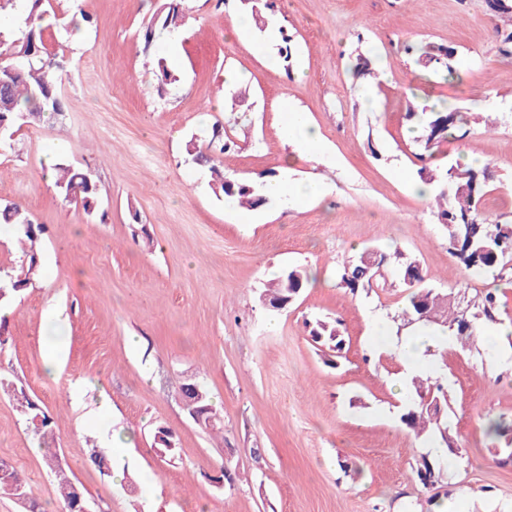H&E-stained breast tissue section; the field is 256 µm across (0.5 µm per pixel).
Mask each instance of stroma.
I'll list each match as a JSON object with an SVG mask.
<instances>
[{"label":"stroma","instance_id":"obj_1","mask_svg":"<svg viewBox=\"0 0 512 512\" xmlns=\"http://www.w3.org/2000/svg\"><path fill=\"white\" fill-rule=\"evenodd\" d=\"M166 0H51L56 19L91 18L71 37L49 38L63 62L62 114L23 125L0 153V201L41 224L40 277L9 301L0 376L51 421L71 479L97 512H512V461L482 427L512 419V341L444 351L448 420L461 456L432 490L415 474L426 447L399 421L401 370L370 320L390 322L407 288L385 271L369 293L341 288L336 270L365 247L400 249L427 283L473 303L499 289L512 316V268L468 275L448 252L432 201L408 185L423 165L406 118L412 98L451 102L469 134L441 148L443 164L472 153L493 175L490 220H512V49L490 34L483 0H274L273 24L293 37L291 69L275 41L252 29L227 35L250 0H184L177 82L160 86L146 39ZM456 48L463 83L421 69L405 44ZM376 59L382 107H366L352 65ZM236 73L247 80L233 82ZM305 112L324 150L299 153L281 130V104ZM497 117L486 129L487 117ZM232 140L221 161L244 180L287 174L324 184L302 206L274 201L239 221L186 161L213 124ZM90 170L98 206L86 213L45 177V158ZM308 286L274 312L260 300L288 267ZM66 338L55 377L43 362L49 312ZM339 321L341 356L313 342L314 318ZM202 381L223 435L189 415L187 380ZM172 432L174 459L154 450ZM107 452L124 480L100 473ZM44 452L12 397L0 392V460L13 466L43 512H61Z\"/></svg>","mask_w":512,"mask_h":512}]
</instances>
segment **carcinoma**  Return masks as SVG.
<instances>
[{
  "mask_svg": "<svg viewBox=\"0 0 512 512\" xmlns=\"http://www.w3.org/2000/svg\"><path fill=\"white\" fill-rule=\"evenodd\" d=\"M26 17L23 25L17 28L0 27V150L11 147L12 135L19 122L36 123L52 118L62 111V102L57 94V86L62 80V66L56 62L45 43L46 27L42 24L51 7L50 0H22ZM500 21L496 29L504 44L512 43V0H497L493 13ZM160 29L173 36L181 33L183 14L179 7H169L164 16L156 19ZM279 58L285 70L291 69L292 36L284 27L278 28ZM406 51L417 55L418 64L446 81H461V71L455 57L457 51L443 44L428 43L423 48L406 47ZM407 120L415 122L420 129L416 142L422 155L433 159L440 146L457 139L456 132L468 124L463 112L445 105V103L422 106H410ZM214 154H205L190 147L187 154L190 161L209 168L212 176V189L218 197L234 198L239 205L254 210L270 203L263 193L264 182H249L224 173L217 165L219 155L230 149L224 137H213L209 141ZM488 167H473L460 161L448 165L423 167L418 176L421 182L435 187V199L439 202L438 216L448 231L449 252L464 269L476 274H486L503 269L504 261L512 259V224L492 222L483 211V201L490 192V185L483 182ZM55 185L64 194L79 188L75 203L92 213L98 202V186L89 171L69 166L55 168ZM0 224H7L21 235V239L35 244L43 228L34 223L30 215L16 203H0ZM369 251L365 250L344 262L337 270L338 284L355 294L369 291L376 284L377 268L369 267L365 261ZM26 260L18 269L0 268V282L10 284V288L0 295L3 300L26 289L39 273L36 254L32 250L24 251ZM383 265L393 268L400 280L406 278H425L422 269L415 261L396 250L392 254L382 253ZM309 282V273L301 266L286 270L263 292L264 300L274 311L287 306ZM450 298L432 288L421 287L408 293V304L398 314L392 316L396 329L403 327H429L434 324L429 318H421L423 313L444 315L441 326L447 328L453 336H463L472 341L480 335L484 327L499 321L500 296L495 289L488 290L478 302L473 304L474 311L454 309L445 313ZM312 340L323 343L329 350L339 354L343 349V338L336 325L317 319L310 329ZM204 398H196L191 408L199 409L205 427L223 431V421L217 417L211 407L209 392L201 388ZM429 394L432 400L439 402L434 409L419 406L420 396ZM17 407L25 417L33 438L44 443L54 440L51 421L38 406L24 394L14 395ZM449 408L447 391L439 381L428 385L415 375L406 384V396L402 403L400 421L413 430L418 437H425L447 449L448 456L456 457L460 453L453 435H445L441 427L444 420L441 413ZM486 432L494 438L508 439L512 445V421L490 420L486 423ZM156 453L162 458L172 459L177 454L173 435L164 428H158L154 436ZM45 467L54 474L56 488L60 493L65 510L76 503L75 485L71 482L59 457L49 453L44 459ZM435 471V477L442 482L445 478L444 465L440 460L424 454L416 464V476ZM5 491L17 503L21 512H41L39 502L32 496L27 482L12 468L0 474V492Z\"/></svg>",
  "mask_w": 512,
  "mask_h": 512,
  "instance_id": "cac0c4a2",
  "label": "carcinoma"
}]
</instances>
